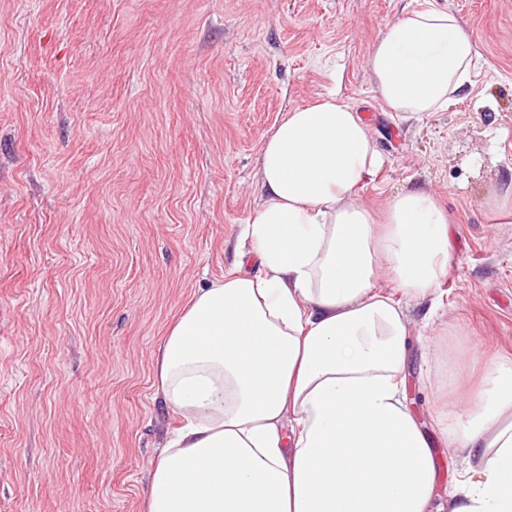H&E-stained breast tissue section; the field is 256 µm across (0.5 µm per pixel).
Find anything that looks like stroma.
<instances>
[{
	"mask_svg": "<svg viewBox=\"0 0 512 512\" xmlns=\"http://www.w3.org/2000/svg\"><path fill=\"white\" fill-rule=\"evenodd\" d=\"M411 0H0V512H144L174 419L156 354L193 293L234 271L261 145L335 93L386 158L360 200L432 191L452 221L442 306L411 304L406 373L440 489L463 458L432 394L512 361V0H436L472 32L475 85L423 120L366 67ZM455 328L443 335L440 320Z\"/></svg>",
	"mask_w": 512,
	"mask_h": 512,
	"instance_id": "35a3bbf8",
	"label": "stroma"
}]
</instances>
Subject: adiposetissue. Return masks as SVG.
<instances>
[{
    "mask_svg": "<svg viewBox=\"0 0 512 512\" xmlns=\"http://www.w3.org/2000/svg\"><path fill=\"white\" fill-rule=\"evenodd\" d=\"M476 60L459 18L420 0L367 65L384 109L419 119L470 86ZM383 164L333 93L290 108L265 138L259 203L237 239L259 273L199 289L158 350L157 390L180 424L147 512H512L510 361L465 385L462 409L449 401L456 366L436 388V422L465 463L437 493L408 394L406 306L448 278V212L423 188L379 212L362 204Z\"/></svg>",
    "mask_w": 512,
    "mask_h": 512,
    "instance_id": "ef3b65f1",
    "label": "adipose tissue"
}]
</instances>
